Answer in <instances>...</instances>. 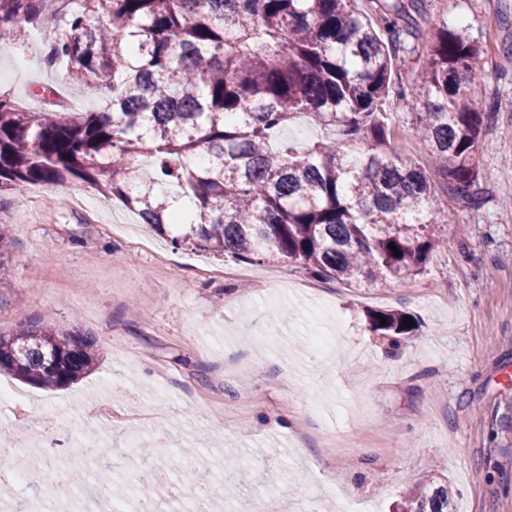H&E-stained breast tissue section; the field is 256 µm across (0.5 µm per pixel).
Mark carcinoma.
<instances>
[{
	"label": "carcinoma",
	"mask_w": 512,
	"mask_h": 512,
	"mask_svg": "<svg viewBox=\"0 0 512 512\" xmlns=\"http://www.w3.org/2000/svg\"><path fill=\"white\" fill-rule=\"evenodd\" d=\"M51 28L55 64L78 86L112 88L98 112L25 110L0 96V192L69 184L117 200L159 235L213 257L297 264L349 288L421 274L452 223L441 195L474 198L488 108L481 48L440 21L412 87L394 76L415 42L426 0H68ZM47 0H0V46L45 26ZM414 110L427 164L403 159L382 104ZM305 114L326 136L300 151L279 132ZM394 244L396 250L388 248ZM11 239L0 225V271ZM400 255H394V252ZM405 314L370 322L398 346ZM92 335L28 321L0 334V369L40 389L64 390L97 361ZM139 480L168 482L163 454ZM0 448V485L14 479ZM110 489L101 512L128 497ZM185 482L209 487L192 467ZM72 488L55 484L10 512H56ZM448 479L408 485L400 512H452Z\"/></svg>",
	"instance_id": "carcinoma-1"
}]
</instances>
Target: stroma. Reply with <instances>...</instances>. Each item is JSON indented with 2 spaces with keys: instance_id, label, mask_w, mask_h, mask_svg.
<instances>
[{
  "instance_id": "obj_1",
  "label": "stroma",
  "mask_w": 512,
  "mask_h": 512,
  "mask_svg": "<svg viewBox=\"0 0 512 512\" xmlns=\"http://www.w3.org/2000/svg\"><path fill=\"white\" fill-rule=\"evenodd\" d=\"M438 19L483 50L491 112L476 199L445 201L463 231L444 233L416 277L347 288L265 259L251 268L277 281L242 283L224 276L240 261L174 245L97 193L83 192L80 208L67 185L43 186L34 202L0 194L12 268L0 283V332L41 320L92 331L98 344L94 372L66 390L0 373L33 404L21 423L0 402V431L19 432L21 462L48 463L12 496L64 480L58 460L81 461L93 435L117 457L135 440L169 446L171 488L189 500L201 490L178 476L203 456L235 467L234 504L259 496L269 512L349 502L389 512L428 469L457 490L456 512H512V0H429L419 45ZM46 53L37 30L0 50V95L27 101L47 83L80 111L98 109L96 91L70 84ZM384 109L398 151L423 161L410 110L394 96ZM322 303L336 321L316 318ZM386 309L417 322L396 348L367 319ZM159 409L160 426L127 420Z\"/></svg>"
}]
</instances>
